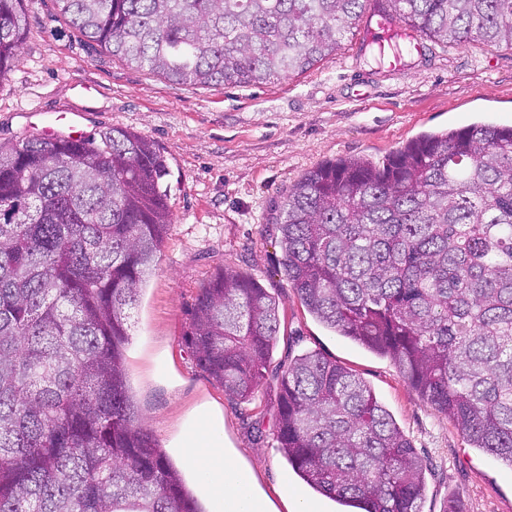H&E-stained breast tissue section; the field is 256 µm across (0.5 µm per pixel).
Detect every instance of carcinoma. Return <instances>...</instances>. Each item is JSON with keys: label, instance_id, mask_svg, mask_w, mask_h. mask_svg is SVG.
<instances>
[{"label": "carcinoma", "instance_id": "carcinoma-1", "mask_svg": "<svg viewBox=\"0 0 512 512\" xmlns=\"http://www.w3.org/2000/svg\"><path fill=\"white\" fill-rule=\"evenodd\" d=\"M434 42L512 49V0H386ZM92 46L169 81L248 87L335 53L367 0H55ZM0 0V78L26 38ZM153 141L106 127L0 148V512H204L138 416L129 310L173 223ZM282 267L307 312L386 356L474 448L512 467V127L424 133L381 163L325 161L288 192ZM183 342L259 410L279 303L210 276ZM278 448L344 512H420L423 463L365 381L312 351L282 373Z\"/></svg>", "mask_w": 512, "mask_h": 512}]
</instances>
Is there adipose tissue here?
Instances as JSON below:
<instances>
[{
    "mask_svg": "<svg viewBox=\"0 0 512 512\" xmlns=\"http://www.w3.org/2000/svg\"><path fill=\"white\" fill-rule=\"evenodd\" d=\"M179 446L212 501L214 512H277L256 489L251 471L225 448L223 422L212 411L195 413Z\"/></svg>",
    "mask_w": 512,
    "mask_h": 512,
    "instance_id": "obj_1",
    "label": "adipose tissue"
}]
</instances>
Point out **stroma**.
Listing matches in <instances>:
<instances>
[{
  "label": "stroma",
  "instance_id": "35a3bbf8",
  "mask_svg": "<svg viewBox=\"0 0 512 512\" xmlns=\"http://www.w3.org/2000/svg\"><path fill=\"white\" fill-rule=\"evenodd\" d=\"M379 17L368 0L336 54L271 84H176L92 47L54 0H27L22 53L0 81V146L80 113L92 134L119 126L149 139L170 165L174 224L128 320L125 364L139 414L178 468L195 410L224 420L258 487L309 494L273 438L280 377L316 351L358 373L417 449L427 489L421 512H512V469L470 448L388 359L336 335L303 307L282 269L277 226L289 190L310 168L356 155L380 162L418 134L479 119L512 125V50L478 39L425 41L390 68L367 40ZM256 278L279 302L281 325L260 390L264 411L236 404L201 372L183 343L187 310L214 272Z\"/></svg>",
  "mask_w": 512,
  "mask_h": 512
}]
</instances>
